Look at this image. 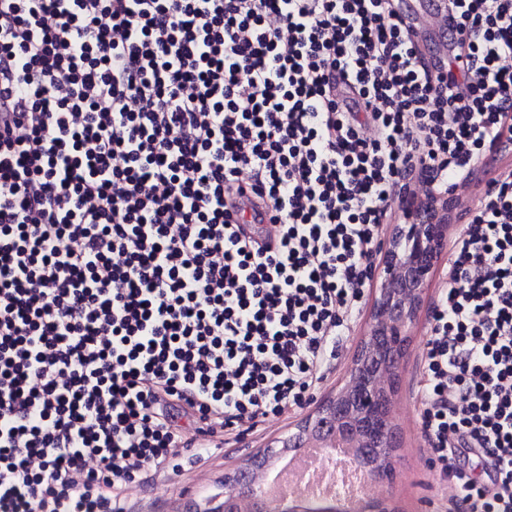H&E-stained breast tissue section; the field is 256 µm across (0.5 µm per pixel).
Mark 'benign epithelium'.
<instances>
[{"instance_id":"benign-epithelium-1","label":"benign epithelium","mask_w":512,"mask_h":512,"mask_svg":"<svg viewBox=\"0 0 512 512\" xmlns=\"http://www.w3.org/2000/svg\"><path fill=\"white\" fill-rule=\"evenodd\" d=\"M405 223L390 233L375 263L366 333L336 393L323 401L297 427L311 439L336 432L358 448H370L355 417L383 419L379 448L398 447L397 425L388 419L414 326L426 311L429 288L448 252V197L432 193L402 197ZM264 471L242 462L224 474L221 512H307V508L273 507L257 494Z\"/></svg>"}]
</instances>
